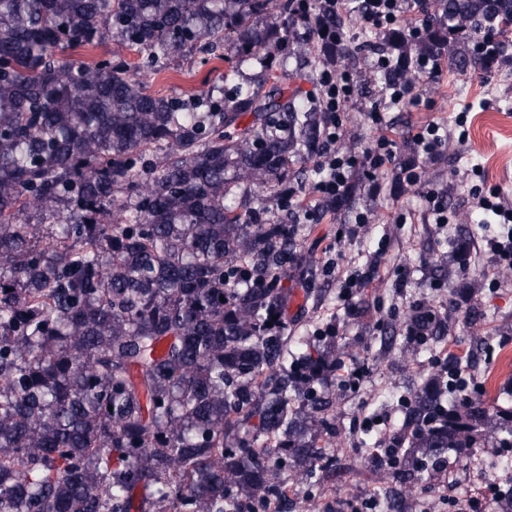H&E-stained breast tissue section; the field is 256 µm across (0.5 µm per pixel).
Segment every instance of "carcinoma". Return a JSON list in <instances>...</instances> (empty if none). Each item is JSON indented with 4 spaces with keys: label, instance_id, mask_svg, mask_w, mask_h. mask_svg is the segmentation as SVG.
<instances>
[{
    "label": "carcinoma",
    "instance_id": "carcinoma-1",
    "mask_svg": "<svg viewBox=\"0 0 512 512\" xmlns=\"http://www.w3.org/2000/svg\"><path fill=\"white\" fill-rule=\"evenodd\" d=\"M290 0H0V512H244L336 477V340L290 343L286 224H249L231 186L260 197L319 151L322 114L274 86L219 101L156 96L146 78L184 56L264 62L255 26ZM456 33L485 32L463 50ZM115 33L130 68L68 51ZM512 0H437L421 40L376 32L392 73L411 52L487 68ZM277 322L267 325L272 317ZM442 320L421 308V341ZM454 356L404 405L403 479L449 452L512 448V408L447 402Z\"/></svg>",
    "mask_w": 512,
    "mask_h": 512
}]
</instances>
